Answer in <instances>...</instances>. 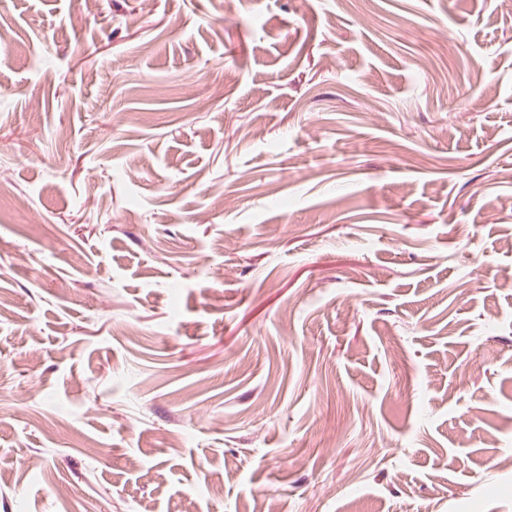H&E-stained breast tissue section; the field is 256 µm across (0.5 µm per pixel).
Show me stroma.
Here are the masks:
<instances>
[{"mask_svg":"<svg viewBox=\"0 0 512 512\" xmlns=\"http://www.w3.org/2000/svg\"><path fill=\"white\" fill-rule=\"evenodd\" d=\"M0 29V512H512V13Z\"/></svg>","mask_w":512,"mask_h":512,"instance_id":"obj_1","label":"stroma"}]
</instances>
